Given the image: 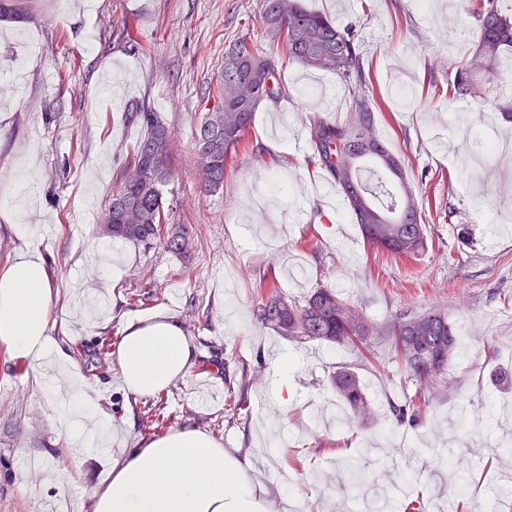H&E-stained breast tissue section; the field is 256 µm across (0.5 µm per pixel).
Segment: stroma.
<instances>
[{"instance_id": "35a3bbf8", "label": "stroma", "mask_w": 512, "mask_h": 512, "mask_svg": "<svg viewBox=\"0 0 512 512\" xmlns=\"http://www.w3.org/2000/svg\"><path fill=\"white\" fill-rule=\"evenodd\" d=\"M366 48L381 107L375 128L401 155L408 187L422 207L428 247L412 260L372 255L347 208L329 209L315 193L324 172L310 164L317 120L351 119V96L336 75L287 65V94L261 105L224 173V188L200 189L194 135L202 99L224 75V51L237 39H267L262 0H25L28 21L0 27V93L27 40L37 49L23 69V90L0 104V265L23 245L50 263L56 323L88 346L80 362L110 423L106 451L85 456L79 478L60 492L52 470L67 446L57 420L59 394L0 347V512H92L93 490L110 474L111 458L138 446L141 399L124 386L117 360L100 368L99 337L119 345L128 321L160 312L175 318L196 348L187 375L166 390L170 428L191 426L226 452L254 451L293 477L281 491L293 512H366L345 479L340 457L365 453L374 486L397 490V503L437 512L439 494L458 479L466 512H512L497 487L507 472L498 443L512 434V408L496 405L493 371L512 364V155L482 148L491 128L512 140V78L486 97H449L460 61L472 54L476 22L459 0H303ZM146 104L168 126L173 177L163 188L174 218L197 233L185 255L147 250L103 235L99 215L126 157L140 139L128 112ZM30 228L21 239L9 217ZM162 290L154 302L129 305L142 277ZM299 299L317 284L339 290L369 318L399 310L437 309L460 336L442 389L431 393L424 420L397 426L388 405L416 389L387 346L379 371L360 376L377 421L341 416L326 427L314 407L334 397L337 366L354 352L296 342L257 325L252 305L260 278ZM207 309L193 320L189 301ZM222 346L229 370L209 364L208 343ZM244 397V410L229 404ZM446 465L435 468V457ZM27 479L34 494L20 491Z\"/></svg>"}]
</instances>
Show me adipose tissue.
Here are the masks:
<instances>
[{
	"label": "adipose tissue",
	"instance_id": "adipose-tissue-1",
	"mask_svg": "<svg viewBox=\"0 0 512 512\" xmlns=\"http://www.w3.org/2000/svg\"><path fill=\"white\" fill-rule=\"evenodd\" d=\"M56 298L37 248L0 268V345L38 379L57 372L69 378L73 395L60 421L73 449L54 472L65 490L80 473L83 453L105 445L107 425L50 318ZM193 354L180 323L154 315L127 323L116 357L127 390L148 397L185 377ZM268 495L250 459H236L205 433L182 427L113 460L107 482L92 494V512H270Z\"/></svg>",
	"mask_w": 512,
	"mask_h": 512
}]
</instances>
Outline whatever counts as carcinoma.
Returning <instances> with one entry per match:
<instances>
[{"label":"carcinoma","instance_id":"carcinoma-1","mask_svg":"<svg viewBox=\"0 0 512 512\" xmlns=\"http://www.w3.org/2000/svg\"><path fill=\"white\" fill-rule=\"evenodd\" d=\"M478 22L472 56L457 68L453 91L484 97L488 82L504 73V51L512 50V15L497 0H481L472 10ZM27 19L19 0H0V23ZM262 25L276 49L266 53L247 40L229 46L224 56V79L217 92L204 98L205 114L195 132V158L200 188L214 193L224 188V172L248 132L254 113L264 102L284 94L280 82L285 62L308 69L336 72L353 92V118L345 124L318 120L311 128L313 161L328 172L341 190L367 244L376 251L411 258L426 249L422 212L407 190V174L399 155L374 130L376 102L365 72V57L355 29L342 27L325 13L304 7L302 0H263ZM144 134L128 156L119 184L101 217L100 230L114 238L140 243L146 249L180 254L189 243L184 224L170 223L161 186L172 177L171 133L156 113L142 106L131 113ZM378 183L389 179L399 191L376 192L365 178L366 163ZM254 320L290 339L317 340L351 347L364 363L374 365V345L387 342L391 358L419 385V393L389 409L398 423H418L426 395L445 383L458 349V339L443 312L395 315L381 325L367 317L334 288L320 284L301 300L283 295L275 282L262 280L255 289ZM333 387L347 412L357 418L370 414V402L359 367L336 368ZM142 425L155 430L166 422L163 403L143 408ZM342 467L349 483L358 487L368 473L361 457L350 455Z\"/></svg>","mask_w":512,"mask_h":512}]
</instances>
